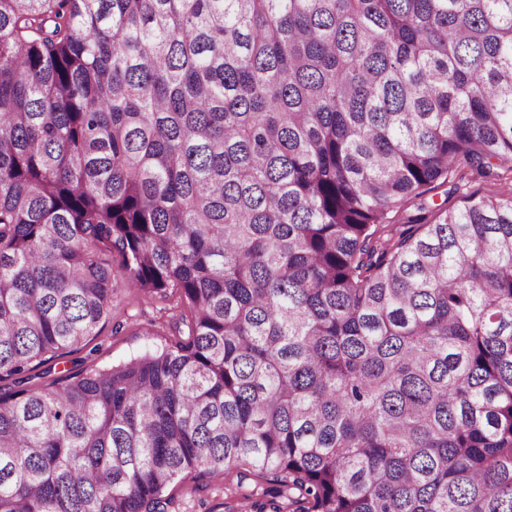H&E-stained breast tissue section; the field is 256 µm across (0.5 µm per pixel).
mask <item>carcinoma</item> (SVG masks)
<instances>
[{"mask_svg": "<svg viewBox=\"0 0 512 512\" xmlns=\"http://www.w3.org/2000/svg\"><path fill=\"white\" fill-rule=\"evenodd\" d=\"M114 253L190 313L0 393V512H512V0H0V381ZM195 485L189 477L178 478L172 485L171 494L174 512H255L251 508V500H244L240 495L231 496L224 493V478L214 479L209 486L194 492L191 488Z\"/></svg>", "mask_w": 512, "mask_h": 512, "instance_id": "cac0c4a2", "label": "carcinoma"}]
</instances>
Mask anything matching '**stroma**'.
<instances>
[{
    "mask_svg": "<svg viewBox=\"0 0 512 512\" xmlns=\"http://www.w3.org/2000/svg\"><path fill=\"white\" fill-rule=\"evenodd\" d=\"M112 268L119 287L109 317L78 347L35 365L32 387L43 388L61 376L115 365L170 343L173 326L188 313L186 300L174 291L164 296L143 293L125 276L120 256H113ZM172 495L173 512H241L248 505L241 496L225 494L220 477L198 491L190 478H179Z\"/></svg>",
    "mask_w": 512,
    "mask_h": 512,
    "instance_id": "1",
    "label": "stroma"
}]
</instances>
